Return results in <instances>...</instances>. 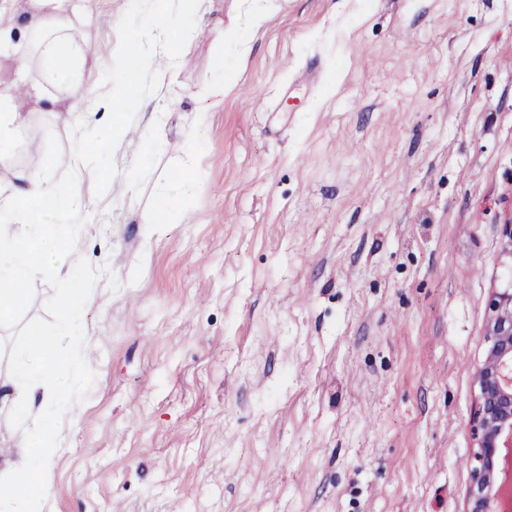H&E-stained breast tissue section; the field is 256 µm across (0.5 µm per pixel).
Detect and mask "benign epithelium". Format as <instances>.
Returning <instances> with one entry per match:
<instances>
[{
	"mask_svg": "<svg viewBox=\"0 0 512 512\" xmlns=\"http://www.w3.org/2000/svg\"><path fill=\"white\" fill-rule=\"evenodd\" d=\"M487 351L476 373L472 434L478 451L466 512H512V283L489 301Z\"/></svg>",
	"mask_w": 512,
	"mask_h": 512,
	"instance_id": "1",
	"label": "benign epithelium"
}]
</instances>
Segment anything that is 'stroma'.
Wrapping results in <instances>:
<instances>
[{"mask_svg":"<svg viewBox=\"0 0 512 512\" xmlns=\"http://www.w3.org/2000/svg\"><path fill=\"white\" fill-rule=\"evenodd\" d=\"M270 5L251 29V0H208L182 32L154 149L148 113L111 119L134 196L75 178L83 112L31 113L50 139L0 165L53 157L96 199L70 244L87 335L57 342L91 377L52 432L44 512H466L488 303L512 282V0ZM79 38L97 97L121 78L107 46H142ZM58 286L31 272L0 375L51 334Z\"/></svg>","mask_w":512,"mask_h":512,"instance_id":"stroma-1","label":"stroma"}]
</instances>
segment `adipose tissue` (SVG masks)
I'll list each match as a JSON object with an SVG mask.
<instances>
[{
  "label": "adipose tissue",
  "instance_id": "obj_1",
  "mask_svg": "<svg viewBox=\"0 0 512 512\" xmlns=\"http://www.w3.org/2000/svg\"><path fill=\"white\" fill-rule=\"evenodd\" d=\"M156 2L149 11L145 0H126L125 15L142 18L144 40L163 46V54H117L115 61L125 79L93 102L78 75L82 45L76 34L103 25L105 16L87 13L79 0H25L22 23L0 25V57L10 59L14 68L12 82L0 85V151L21 132L31 142L46 139V129L26 118L32 102L42 112L92 110L121 116L147 111L154 99L146 95V88L161 87L176 67V29L187 16L199 12L203 0H187L181 11L175 9L174 0ZM11 175L10 194L0 193V314L9 315L20 303L24 284L36 267L54 266L60 286L52 335L28 337L12 361L11 391L0 397L21 413L37 410L45 433L38 452L20 451L11 462L7 483L0 488V512H41L34 481L54 451L47 433L60 404L86 373L80 358L60 357L56 339L85 336L80 311L89 295L76 278L67 242L90 203L48 175L24 168L13 169Z\"/></svg>",
  "mask_w": 512,
  "mask_h": 512
}]
</instances>
